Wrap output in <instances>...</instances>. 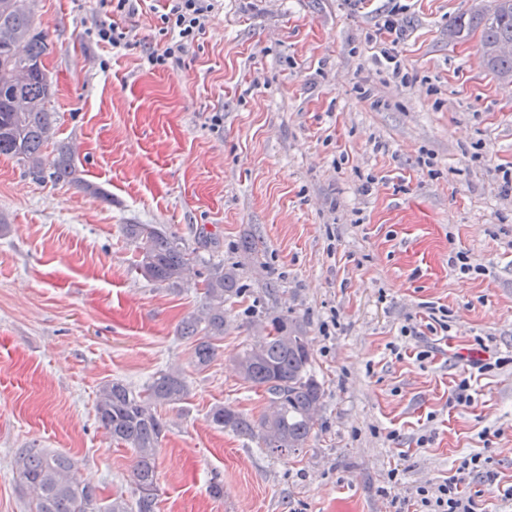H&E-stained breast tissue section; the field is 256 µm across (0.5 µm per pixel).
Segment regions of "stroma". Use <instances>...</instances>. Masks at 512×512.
<instances>
[{
  "mask_svg": "<svg viewBox=\"0 0 512 512\" xmlns=\"http://www.w3.org/2000/svg\"><path fill=\"white\" fill-rule=\"evenodd\" d=\"M486 2L217 0L162 71L146 61L156 13L125 17L130 44L115 49L88 34L106 19L95 0H29L51 45L55 138L108 197L0 157V512L29 510L15 461L32 446L72 455L103 498L130 496L132 452L96 401L167 368L189 393L160 410L159 512H394L395 497L412 512L417 486L485 447L497 480L470 488L512 512L498 492L512 485V82L484 66L479 33L448 36ZM127 224L195 250L182 289L135 271ZM460 251L476 273L452 266ZM218 261L243 291L201 369L180 327ZM256 313L303 322L324 385L313 437L286 457L210 418L266 408L234 366ZM477 337L498 361L482 375L462 357ZM465 377L472 401L452 405Z\"/></svg>",
  "mask_w": 512,
  "mask_h": 512,
  "instance_id": "stroma-1",
  "label": "stroma"
}]
</instances>
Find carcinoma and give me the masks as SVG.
<instances>
[{"instance_id":"cac0c4a2","label":"carcinoma","mask_w":512,"mask_h":512,"mask_svg":"<svg viewBox=\"0 0 512 512\" xmlns=\"http://www.w3.org/2000/svg\"><path fill=\"white\" fill-rule=\"evenodd\" d=\"M459 35L480 32V56L485 67L501 79H512V54L500 47L512 44V0H491L468 19L450 24ZM50 47L37 29L27 0H0V156L21 162L37 181H67L84 192L105 197L96 184L85 181L70 148L45 149L55 134L56 116L48 108L53 85L44 57ZM38 103L20 111L16 99ZM126 236L137 244L136 271L146 280L174 289L188 278L192 252L183 240L156 224H126ZM234 268L214 263L202 283V303L182 321L181 337L195 341L197 364L208 366L216 342L224 338V304L241 294ZM264 336L246 345L236 363L242 379L263 390L266 410L249 418L230 404L210 411L214 425L258 441L266 453L285 457L307 447L317 423L324 388L313 369L305 328L280 317L253 320ZM187 395L182 374L174 369L156 372L136 391L119 379L99 392L96 417L112 439L130 448L135 461L132 495L104 500L98 487L76 477L75 461L45 448H22L18 473L29 495V512H157L156 456L166 431L158 414L162 405H176Z\"/></svg>"}]
</instances>
